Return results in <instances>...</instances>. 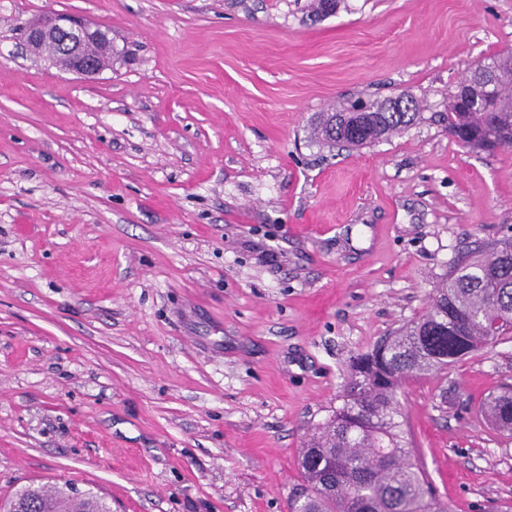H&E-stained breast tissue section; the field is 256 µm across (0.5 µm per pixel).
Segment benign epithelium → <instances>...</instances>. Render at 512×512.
<instances>
[{
  "instance_id": "benign-epithelium-1",
  "label": "benign epithelium",
  "mask_w": 512,
  "mask_h": 512,
  "mask_svg": "<svg viewBox=\"0 0 512 512\" xmlns=\"http://www.w3.org/2000/svg\"><path fill=\"white\" fill-rule=\"evenodd\" d=\"M23 44L33 54L56 61L60 50L69 58L67 71L84 76L101 73L104 67L87 52L90 45L97 46L107 57H112V38L109 32L94 26L73 14L48 13L23 28ZM512 76V52L499 55L498 69L476 78L489 95L499 80Z\"/></svg>"
}]
</instances>
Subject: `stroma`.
Returning a JSON list of instances; mask_svg holds the SVG:
<instances>
[{"instance_id": "1", "label": "stroma", "mask_w": 512, "mask_h": 512, "mask_svg": "<svg viewBox=\"0 0 512 512\" xmlns=\"http://www.w3.org/2000/svg\"><path fill=\"white\" fill-rule=\"evenodd\" d=\"M0 0V501L69 485L112 512H288L353 356L512 238V148L448 134L512 0ZM49 12L107 29L94 76L26 53ZM406 92L404 132L341 151L317 113ZM512 337L402 381L451 512L512 506L479 412Z\"/></svg>"}]
</instances>
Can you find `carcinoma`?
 I'll return each instance as SVG.
<instances>
[{
  "mask_svg": "<svg viewBox=\"0 0 512 512\" xmlns=\"http://www.w3.org/2000/svg\"><path fill=\"white\" fill-rule=\"evenodd\" d=\"M458 86L448 105V134L474 150L512 148V78L490 98L463 102ZM417 118L392 112H321L312 123L318 142L362 148L399 134ZM512 333V239L460 256L425 313L350 361L341 404L310 434L299 458L304 486L292 508L300 512H449L420 466L403 428L396 398L402 379L437 374L465 355ZM483 413L512 436V391L487 397ZM0 512H109L92 492L21 489Z\"/></svg>",
  "mask_w": 512,
  "mask_h": 512,
  "instance_id": "obj_1",
  "label": "carcinoma"
}]
</instances>
